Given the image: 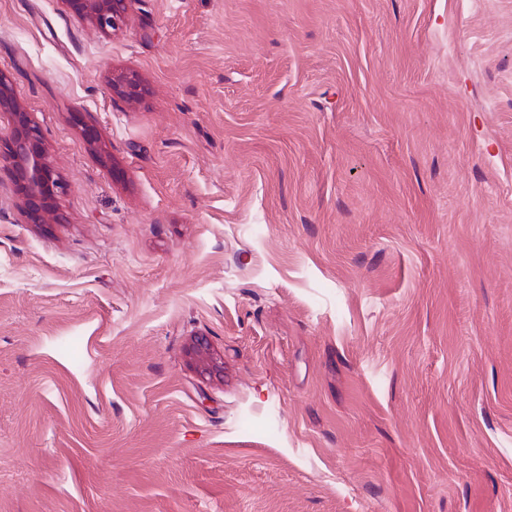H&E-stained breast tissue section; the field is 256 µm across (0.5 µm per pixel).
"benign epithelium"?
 Instances as JSON below:
<instances>
[{"label":"benign epithelium","mask_w":512,"mask_h":512,"mask_svg":"<svg viewBox=\"0 0 512 512\" xmlns=\"http://www.w3.org/2000/svg\"><path fill=\"white\" fill-rule=\"evenodd\" d=\"M64 3L75 16L103 32L119 26L127 6V0H64ZM109 86L112 94L129 104L140 103L145 95L141 78L134 71L112 74ZM0 112L9 113L12 120L9 138L0 143V162L6 163L9 175L23 195L22 213L26 222L48 224L55 219V201L63 185L47 162L40 128L16 99L9 78L3 74H0ZM189 355L202 378L218 368L204 337L193 340Z\"/></svg>","instance_id":"benign-epithelium-1"}]
</instances>
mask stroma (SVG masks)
<instances>
[{
	"label": "stroma",
	"mask_w": 512,
	"mask_h": 512,
	"mask_svg": "<svg viewBox=\"0 0 512 512\" xmlns=\"http://www.w3.org/2000/svg\"><path fill=\"white\" fill-rule=\"evenodd\" d=\"M0 72V512H512V0H0ZM77 17L103 32L114 30L122 22L127 0H64ZM109 86L112 94L129 104L140 103L146 92L141 78L134 71L112 73ZM0 112L12 120L9 138L0 140V162L23 195L22 213L28 224H50L55 220L57 196L62 193L55 170L47 162L40 128L16 99L10 80L0 74ZM188 351L200 377L205 379L211 376L218 368L217 362L212 355L210 344L205 337L195 338L190 344Z\"/></svg>",
	"instance_id": "obj_1"
}]
</instances>
